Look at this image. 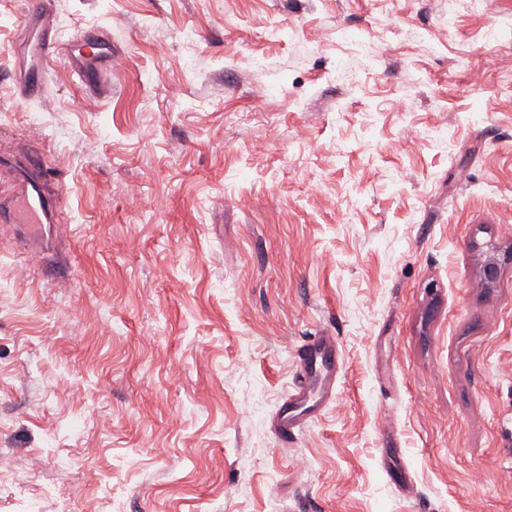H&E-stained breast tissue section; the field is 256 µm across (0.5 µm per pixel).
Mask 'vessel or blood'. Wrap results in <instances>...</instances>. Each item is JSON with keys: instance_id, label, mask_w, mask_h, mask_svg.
Listing matches in <instances>:
<instances>
[{"instance_id": "obj_1", "label": "vessel or blood", "mask_w": 512, "mask_h": 512, "mask_svg": "<svg viewBox=\"0 0 512 512\" xmlns=\"http://www.w3.org/2000/svg\"><path fill=\"white\" fill-rule=\"evenodd\" d=\"M14 51L28 58V65L16 73L19 93L24 97L40 95L48 64L59 52L58 29L48 4L26 10L13 45ZM69 62L85 92L105 96L112 75V43L103 34H94L91 43L78 47ZM45 152L32 150L23 156L0 157V175L7 177L0 189V222L13 225L22 242L35 244L29 232L32 224H54L62 192L47 180ZM293 386L273 416V426L281 440H291L309 419L319 413L336 391L341 354L335 337L320 335L303 344Z\"/></svg>"}]
</instances>
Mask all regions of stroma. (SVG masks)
<instances>
[{
    "mask_svg": "<svg viewBox=\"0 0 512 512\" xmlns=\"http://www.w3.org/2000/svg\"><path fill=\"white\" fill-rule=\"evenodd\" d=\"M36 2L0 152L50 153L67 258L0 224V512H512V0H50L112 91L27 101ZM69 62L76 71L86 93L104 97L111 88L112 42L95 32L92 44H83L71 53ZM105 78L109 84H105ZM298 358L293 386L273 416L275 432L286 442L334 396L341 367L334 336H313L301 346Z\"/></svg>",
    "mask_w": 512,
    "mask_h": 512,
    "instance_id": "obj_1",
    "label": "stroma"
}]
</instances>
